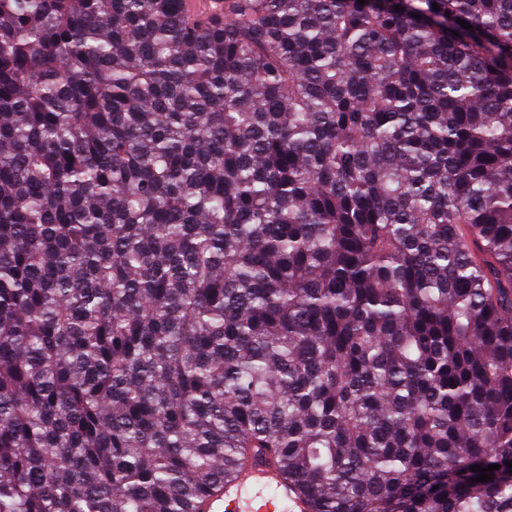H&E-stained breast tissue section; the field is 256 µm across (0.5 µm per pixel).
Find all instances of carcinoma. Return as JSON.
Listing matches in <instances>:
<instances>
[{
  "label": "carcinoma",
  "instance_id": "1",
  "mask_svg": "<svg viewBox=\"0 0 512 512\" xmlns=\"http://www.w3.org/2000/svg\"><path fill=\"white\" fill-rule=\"evenodd\" d=\"M184 2L0 0V512H512V0ZM283 501L292 512H308L304 502L291 497L275 468L257 463L236 482L207 495L201 512H290L285 505L280 508Z\"/></svg>",
  "mask_w": 512,
  "mask_h": 512
}]
</instances>
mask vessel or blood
<instances>
[{
  "label": "vessel or blood",
  "instance_id": "1",
  "mask_svg": "<svg viewBox=\"0 0 512 512\" xmlns=\"http://www.w3.org/2000/svg\"><path fill=\"white\" fill-rule=\"evenodd\" d=\"M290 512H307L304 502L292 499L278 471L265 464H254L242 478L207 495L202 512H278L280 505Z\"/></svg>",
  "mask_w": 512,
  "mask_h": 512
}]
</instances>
